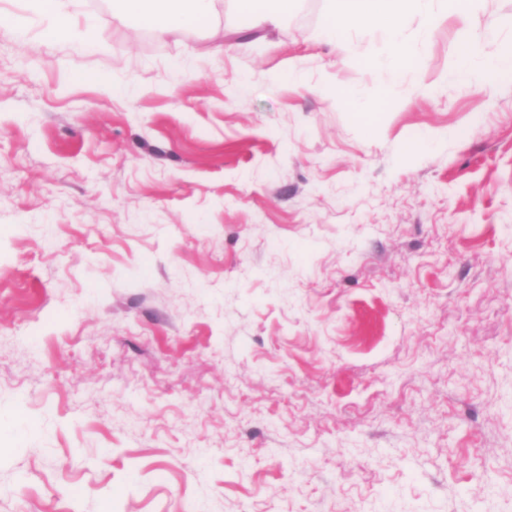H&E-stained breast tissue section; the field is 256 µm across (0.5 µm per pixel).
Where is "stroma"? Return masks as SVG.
Instances as JSON below:
<instances>
[{
    "label": "stroma",
    "instance_id": "35a3bbf8",
    "mask_svg": "<svg viewBox=\"0 0 512 512\" xmlns=\"http://www.w3.org/2000/svg\"><path fill=\"white\" fill-rule=\"evenodd\" d=\"M328 5L158 38L78 0L87 54L0 0V512H512V76L442 79L512 0L372 128L331 89L383 33Z\"/></svg>",
    "mask_w": 512,
    "mask_h": 512
}]
</instances>
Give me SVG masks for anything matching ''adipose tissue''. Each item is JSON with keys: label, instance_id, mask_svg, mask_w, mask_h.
I'll return each mask as SVG.
<instances>
[{"label": "adipose tissue", "instance_id": "ef3b65f1", "mask_svg": "<svg viewBox=\"0 0 512 512\" xmlns=\"http://www.w3.org/2000/svg\"><path fill=\"white\" fill-rule=\"evenodd\" d=\"M215 0H112L117 19H130L157 36L182 30L206 31L212 26ZM432 0H330L324 34L334 45H343L353 32L382 30L381 47L359 56L357 64L377 86L375 99L354 105L361 123L372 126L395 84L402 76L416 72L422 49L428 46L438 26ZM76 0H31L36 14L47 22L46 36L61 42L72 36V17ZM418 13L421 23L414 37L402 28L406 13ZM478 46L468 29L458 32V49L450 58L446 76L461 82L486 87L512 74V48L495 57L478 60Z\"/></svg>", "mask_w": 512, "mask_h": 512}]
</instances>
